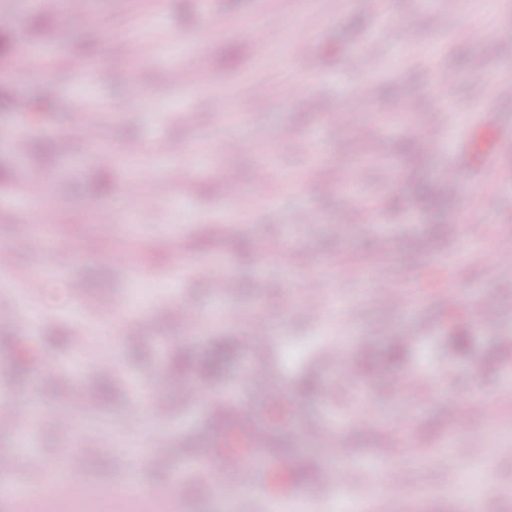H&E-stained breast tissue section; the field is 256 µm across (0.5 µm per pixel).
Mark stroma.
Here are the masks:
<instances>
[{
    "mask_svg": "<svg viewBox=\"0 0 512 512\" xmlns=\"http://www.w3.org/2000/svg\"><path fill=\"white\" fill-rule=\"evenodd\" d=\"M98 24L34 0H0V96L27 99L40 123L0 106V307L20 310L23 322L0 318V365L16 346L38 353L24 376L0 382V405L30 401L40 415L28 446L0 425V456L14 476L34 485L29 454L54 458L65 447L53 415L67 413L82 449L76 481L120 486L134 479L138 494L112 501L111 512H151L154 483L172 487L169 512H377L390 469L389 450L402 466L393 490L399 512H464L469 476L486 487L484 512H512V279L494 264L512 252V181H494L512 166V101L495 111L477 106L491 86L512 81V0H459L445 12L423 11L415 0H91ZM403 26L407 66L391 45L358 52L378 15ZM150 26L176 41L143 60L125 40ZM268 47L257 57L247 34ZM38 50L21 77L9 69L19 43ZM304 52L307 67L291 60ZM89 75L75 79L72 59ZM452 74L455 111L432 94ZM311 88L306 110L282 94L293 78ZM366 102L360 118L330 121L346 100ZM223 111H215L216 101ZM97 110L94 131L115 162L99 164L84 129L70 123L74 108ZM259 110L250 126L238 113ZM32 145L18 155L14 137ZM238 139L232 151L224 141ZM167 194L152 183L169 165ZM463 177L462 194L430 202L419 186H443L449 171ZM139 172L146 186L136 227L124 221L126 179ZM300 182L281 191L283 180ZM266 180L271 199L247 216L245 235L228 234L226 184L253 190ZM400 198L401 207L364 217L360 199ZM112 229H96L99 208ZM314 212L312 224L299 221ZM41 233L43 249L30 245ZM280 240L288 261L268 247ZM126 252L129 266L115 264ZM368 264L364 274L337 282L341 261ZM229 261L243 287L231 298L213 292L199 265ZM328 263L319 296L322 313L303 304L305 279ZM393 274L408 291L395 306L374 298L371 278ZM461 300L457 323L445 318V289ZM270 332L256 344L270 378L294 387L306 375L321 392L268 420L287 427L289 467L313 464L317 484L288 486L270 499L245 491L217 494L202 473L213 427L207 396L191 395L192 375L174 367L170 348L195 362L214 341L247 333L255 310ZM466 350H457V330ZM83 333L86 347L51 345L55 331ZM419 339L406 341L407 331ZM169 347H162L158 334ZM404 341L399 361L389 357ZM239 355L213 388L226 400L268 409L265 384L241 389ZM482 401L490 416L470 419L475 444L450 447L462 403ZM330 441L321 436L328 428ZM163 438L167 452L129 476L142 454L138 434ZM112 441L101 455L99 436Z\"/></svg>",
    "mask_w": 512,
    "mask_h": 512,
    "instance_id": "obj_1",
    "label": "stroma"
}]
</instances>
